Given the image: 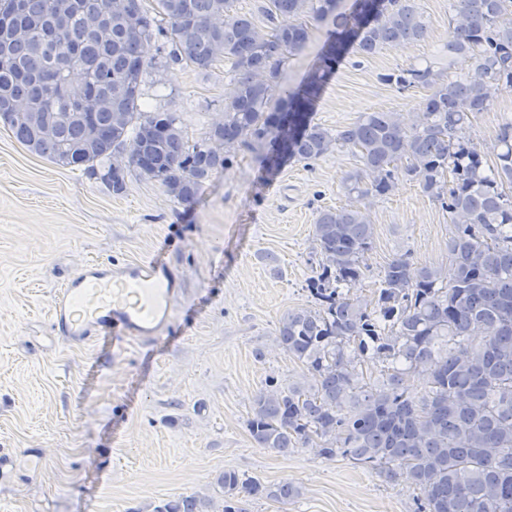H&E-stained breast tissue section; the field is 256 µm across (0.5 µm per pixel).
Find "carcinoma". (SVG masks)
Returning a JSON list of instances; mask_svg holds the SVG:
<instances>
[{
	"instance_id": "1",
	"label": "carcinoma",
	"mask_w": 512,
	"mask_h": 512,
	"mask_svg": "<svg viewBox=\"0 0 512 512\" xmlns=\"http://www.w3.org/2000/svg\"><path fill=\"white\" fill-rule=\"evenodd\" d=\"M0 0V119L28 150L61 168L103 165V180L119 193L128 174L161 182L191 201L232 151L268 143V172L285 158L317 160L348 148L359 166L344 191L363 202L388 194L404 177L448 212L450 270L416 267L398 252L387 262L375 301L352 294L374 229L360 206L317 212L312 238L321 257L308 281L311 307L283 316L276 340L311 380L259 393L248 417L259 448L286 455L313 446L403 479L422 494L418 512H512V121L498 126L485 153L474 124L497 86L512 84V0H451L448 45L423 68L386 77L400 89L423 87L416 119L364 112L332 132L310 114L328 77L356 51L373 54L400 42H422L428 26L414 0H267L266 30L233 10L234 0ZM332 26L317 66L286 102L270 107L285 58L309 32L302 18ZM282 23H277V20ZM30 36L17 41L10 28ZM160 42L174 65L201 72L230 65L238 83L224 120L192 141L174 112L141 109L148 64L141 48ZM473 56L471 74L445 77L453 57ZM59 67L69 91L45 87L43 71ZM100 101L93 124L74 108L77 95ZM485 339L474 345L469 336ZM416 381L420 389L407 391ZM224 493L286 501L288 486L217 478ZM211 503L181 497L153 512H210Z\"/></svg>"
}]
</instances>
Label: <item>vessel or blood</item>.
I'll list each match as a JSON object with an SVG mask.
<instances>
[{
  "instance_id": "b4317fda",
  "label": "vessel or blood",
  "mask_w": 512,
  "mask_h": 512,
  "mask_svg": "<svg viewBox=\"0 0 512 512\" xmlns=\"http://www.w3.org/2000/svg\"><path fill=\"white\" fill-rule=\"evenodd\" d=\"M166 268L159 256L120 270L97 261L86 263L53 297L52 331L77 344L113 334L125 340L159 337L177 293Z\"/></svg>"
}]
</instances>
